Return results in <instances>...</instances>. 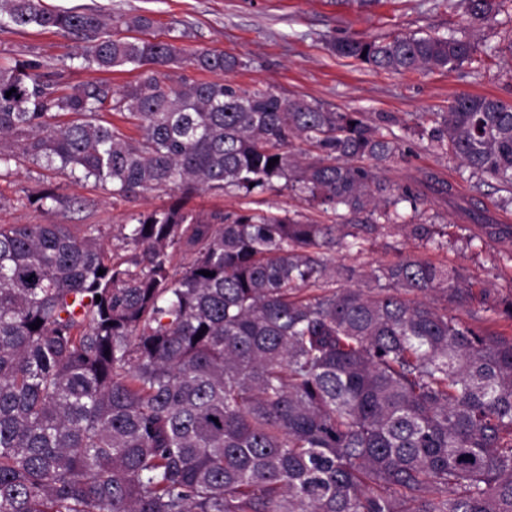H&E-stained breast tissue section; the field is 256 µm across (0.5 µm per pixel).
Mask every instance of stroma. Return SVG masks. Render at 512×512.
<instances>
[{"label": "stroma", "instance_id": "stroma-1", "mask_svg": "<svg viewBox=\"0 0 512 512\" xmlns=\"http://www.w3.org/2000/svg\"><path fill=\"white\" fill-rule=\"evenodd\" d=\"M50 9L104 7L113 13L147 14L155 25L150 37L175 39L189 51L219 49L240 57L244 65L227 74L235 87L267 90L282 97L303 99L339 112L389 115L398 121L395 133L405 136L406 153L390 165L389 178L417 186L425 199L429 221L442 226L447 248L435 250L400 235L378 236L362 253L339 251L337 261L364 271L378 263L410 255L460 268L495 296L512 298V244L486 241L469 246L476 225L460 219L448 205L440 187L452 183L459 196L481 199L495 219L512 218L502 210V196L495 182L469 181L458 161L431 147L419 135L430 127L431 115L447 111L463 94L492 95L512 102V56H485L453 71L391 73L333 55L330 41L345 38L388 37L396 34L451 31L471 35L480 45H494L506 31L500 22L473 27L462 9L448 0H43ZM73 38L38 28L0 31V61L36 59L45 71L62 74L65 84L106 82L113 88L134 83L139 70L125 67L113 72L79 68ZM55 188L78 198L80 208L42 210L30 204L31 196ZM171 190H156L127 202L91 182H77L67 175L24 161L0 169V224L103 225L108 248L117 250L121 225L133 215L171 204ZM297 213L299 219L322 224L338 223L334 212L309 205L287 190L255 193L242 198L195 194L190 207L198 210L266 209L267 205Z\"/></svg>", "mask_w": 512, "mask_h": 512}]
</instances>
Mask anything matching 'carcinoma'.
<instances>
[{"instance_id": "1", "label": "carcinoma", "mask_w": 512, "mask_h": 512, "mask_svg": "<svg viewBox=\"0 0 512 512\" xmlns=\"http://www.w3.org/2000/svg\"><path fill=\"white\" fill-rule=\"evenodd\" d=\"M458 2L474 24L512 19V0ZM12 26L76 37L83 68L142 73L119 90L63 87L38 62L0 63V166L32 160L115 199L181 197L121 226L125 255L99 224L0 225V512H512V337L435 296L511 320L512 300L429 259L381 263L366 289L336 262L374 235L443 247L420 191L385 176L403 142L394 118L175 83L181 62L219 76L244 62L143 38L144 14L0 0ZM329 49L401 73L453 71L479 44L414 33ZM424 133L512 205V102L460 95ZM277 182L344 223L186 207ZM30 203L79 201L50 189ZM465 214L473 239H512L480 202ZM448 314L457 315L476 330L483 332H496L505 336H512V320L502 315L484 312L478 308L469 313L456 308V305L448 300Z\"/></svg>"}]
</instances>
